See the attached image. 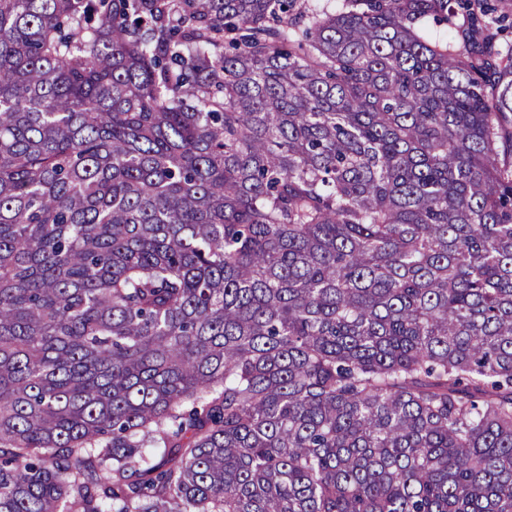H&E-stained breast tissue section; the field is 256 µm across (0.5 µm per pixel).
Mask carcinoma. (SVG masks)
<instances>
[{
  "mask_svg": "<svg viewBox=\"0 0 512 512\" xmlns=\"http://www.w3.org/2000/svg\"><path fill=\"white\" fill-rule=\"evenodd\" d=\"M453 2L0 0V512H512V55Z\"/></svg>",
  "mask_w": 512,
  "mask_h": 512,
  "instance_id": "carcinoma-1",
  "label": "carcinoma"
}]
</instances>
